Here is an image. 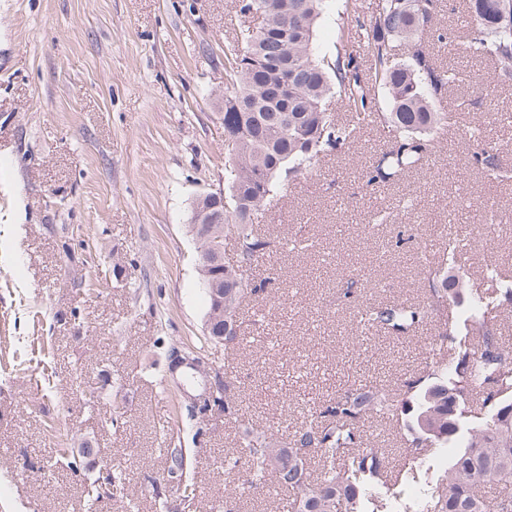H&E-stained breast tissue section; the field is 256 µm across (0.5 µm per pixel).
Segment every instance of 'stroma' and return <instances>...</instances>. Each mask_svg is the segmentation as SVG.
<instances>
[{"label":"stroma","instance_id":"obj_1","mask_svg":"<svg viewBox=\"0 0 512 512\" xmlns=\"http://www.w3.org/2000/svg\"><path fill=\"white\" fill-rule=\"evenodd\" d=\"M464 84L495 88V110L451 91L460 118L480 117L512 167V85L474 56L466 0H445ZM239 25L235 0H0V512H155L144 479L165 458L157 432L171 402L158 340L201 335L206 303L188 232L193 203L224 188V42ZM413 206L371 226L394 195H369L359 169L334 157L281 186L265 214L271 232L317 243L300 258L272 257L266 331L248 333L229 360L248 417L269 425L351 385L401 386L428 354L429 330L394 338L364 332L341 294L370 281L359 303L425 300L409 257L438 246L455 219L471 240V275L490 256H512V181L487 184L462 158L438 152L404 183ZM490 188L500 223L483 208L453 213L464 188ZM413 237L387 251L394 225ZM24 349L22 373L13 370ZM121 390L117 426L85 401ZM239 425L213 415L199 441L202 492L174 512H210L236 483L224 469ZM90 441L99 458L133 473L125 496L88 504L97 472L51 464L55 449Z\"/></svg>","mask_w":512,"mask_h":512}]
</instances>
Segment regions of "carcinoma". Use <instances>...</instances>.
Listing matches in <instances>:
<instances>
[{
    "label": "carcinoma",
    "mask_w": 512,
    "mask_h": 512,
    "mask_svg": "<svg viewBox=\"0 0 512 512\" xmlns=\"http://www.w3.org/2000/svg\"><path fill=\"white\" fill-rule=\"evenodd\" d=\"M330 0H236L243 18L224 45V206L199 208L202 223L189 225L196 243L219 257L200 275L210 326L195 341L179 344L211 363L241 349L245 306L267 293L272 277L257 267L277 252L262 232L265 207L279 186L308 174L331 152L353 153L366 122L386 129L388 144L362 170L366 185L394 187L429 169L441 134L457 125L441 104L459 70L441 52L455 34L443 27V0H381L371 16L362 0H345L334 51L314 43ZM473 26L486 32L475 52L487 56L503 81L512 80V0H468ZM404 55V60L396 58ZM381 93L388 108L378 106ZM474 120L463 135L467 165L492 181L512 178L500 151L480 136ZM438 258L424 257L426 303L379 301L358 310V323L389 337L416 332L437 319L435 358L396 393L383 387H349L307 420L281 430L250 424L239 448L224 455L255 487L274 479L288 497L289 512H512V347L502 338L501 312L512 308V267L497 259L482 279L470 282L464 234L443 225ZM224 289V313L213 289ZM467 296L470 307L444 319L448 302ZM263 329V318L249 321ZM224 420L245 415L235 380L219 366ZM173 417L162 431L166 468L149 478L159 512H170L167 489L181 500L198 498L194 476L198 450L185 445L184 427L198 421L175 388H163ZM400 420L412 439L365 448V422ZM127 474L114 468L89 484L96 502L124 494Z\"/></svg>",
    "instance_id": "carcinoma-1"
}]
</instances>
